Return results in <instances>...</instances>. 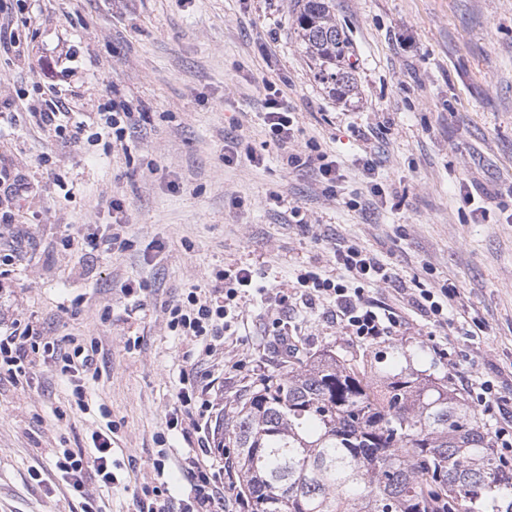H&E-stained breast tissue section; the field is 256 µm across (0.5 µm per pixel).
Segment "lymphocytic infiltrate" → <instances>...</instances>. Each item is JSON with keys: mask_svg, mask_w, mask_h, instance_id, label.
I'll return each instance as SVG.
<instances>
[{"mask_svg": "<svg viewBox=\"0 0 512 512\" xmlns=\"http://www.w3.org/2000/svg\"><path fill=\"white\" fill-rule=\"evenodd\" d=\"M262 122L273 140L288 152V164L314 171L324 195H337L344 176L337 161L329 159L319 143L310 141L305 151L297 149V120L282 100H264ZM338 275L330 276L312 270L297 274L295 283L280 289L274 328H284L295 300H304L307 307L327 305L345 335L373 342L395 335L399 321L394 311L378 304L369 294L373 285L395 286L396 273L375 254L355 244L334 242L332 247ZM211 291L191 288L182 297L169 301L164 308L166 326L176 335L189 338L198 349L199 360L205 361L216 351V342L230 331L238 318L241 290L251 287L255 273L248 268L216 271ZM100 352L96 340L69 336L47 341L33 322L14 320L6 333L0 334V382L28 387L38 368L50 367L69 378L75 397L84 394V379L94 372ZM209 374L194 370L179 375V411L168 424L179 429L182 436L196 435L198 450L187 455L180 469L189 484L185 499L175 500L169 489L142 486L134 494L135 512H222L224 508L223 469L206 464L204 454L211 448L207 426L212 407L203 395L209 391ZM54 469L80 512H98L87 490L89 481L112 484V433H94L90 451L63 449L54 452Z\"/></svg>", "mask_w": 512, "mask_h": 512, "instance_id": "lymphocytic-infiltrate-1", "label": "lymphocytic infiltrate"}]
</instances>
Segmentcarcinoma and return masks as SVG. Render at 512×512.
Returning a JSON list of instances; mask_svg holds the SVG:
<instances>
[{
  "mask_svg": "<svg viewBox=\"0 0 512 512\" xmlns=\"http://www.w3.org/2000/svg\"><path fill=\"white\" fill-rule=\"evenodd\" d=\"M299 3L297 36L318 80L356 89L329 0ZM403 346L368 363L325 350L224 403L214 430L251 512H512V467L475 411L423 375Z\"/></svg>",
  "mask_w": 512,
  "mask_h": 512,
  "instance_id": "cac0c4a2",
  "label": "carcinoma"
}]
</instances>
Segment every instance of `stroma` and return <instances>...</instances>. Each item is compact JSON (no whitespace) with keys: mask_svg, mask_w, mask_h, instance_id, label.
Masks as SVG:
<instances>
[{"mask_svg":"<svg viewBox=\"0 0 512 512\" xmlns=\"http://www.w3.org/2000/svg\"><path fill=\"white\" fill-rule=\"evenodd\" d=\"M349 44L358 93L333 96L296 37L292 0H0L20 54L0 56V169L35 182L0 205V324L38 321L48 339L95 338L103 360L85 378V410L57 422L72 389L43 367L30 387L0 384V512H79L50 469L51 448L87 449L114 424L113 486L89 488L102 512H134L132 490L155 478V437L166 433L165 478L175 498L188 486V444L166 422L177 381L197 357L169 332L165 302L212 274L248 267L264 283L298 271H336L330 242L376 254L407 287L452 286L442 325L407 295L374 286L409 331L410 364L449 385L479 375L512 409V0H333ZM62 58L55 83L80 142L38 129L24 112L44 97L46 65ZM298 121L297 141L321 143L338 161L346 191L363 189L364 141L350 126L383 131L378 181L404 195L400 208L361 212L321 195L311 171L289 168L264 130L268 88ZM132 102L146 121L131 138H99L100 115ZM240 135L265 162L224 163V138ZM491 190L484 223L462 220L460 186ZM281 195L270 204L271 191ZM121 211H113V202ZM300 208L304 223L290 220ZM130 245L96 258L67 251L71 233L105 237L115 218ZM154 283L142 311L127 315L125 285ZM109 320H101L103 308ZM274 294L247 301L234 335L203 369L212 423L224 401L278 370ZM301 351L373 357L375 345L342 335L323 307L290 318ZM140 340L124 347L127 337Z\"/></svg>","mask_w":512,"mask_h":512,"instance_id":"35a3bbf8","label":"stroma"}]
</instances>
